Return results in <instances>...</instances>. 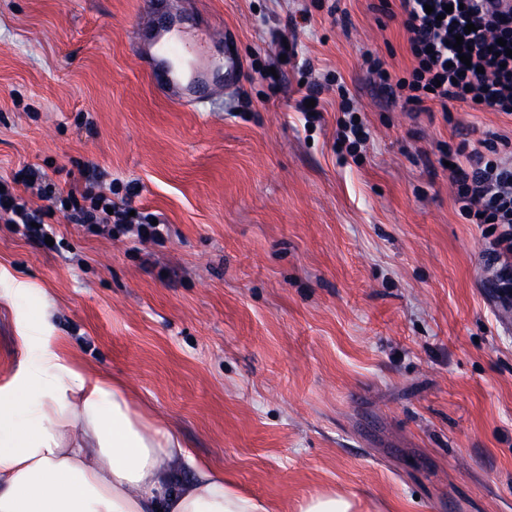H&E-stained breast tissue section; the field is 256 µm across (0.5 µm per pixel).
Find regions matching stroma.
<instances>
[{
	"label": "stroma",
	"mask_w": 512,
	"mask_h": 512,
	"mask_svg": "<svg viewBox=\"0 0 512 512\" xmlns=\"http://www.w3.org/2000/svg\"><path fill=\"white\" fill-rule=\"evenodd\" d=\"M156 2L0 0V177L135 182L170 227L142 245L63 220L46 247L0 223V387L48 337L276 512L329 492L358 512H512V308L439 150L474 126L512 138V120L389 106L365 57L412 58L378 0H166L244 63L209 111L181 108L136 48ZM308 73L359 103L360 159L336 150L335 93L305 130Z\"/></svg>",
	"instance_id": "stroma-1"
}]
</instances>
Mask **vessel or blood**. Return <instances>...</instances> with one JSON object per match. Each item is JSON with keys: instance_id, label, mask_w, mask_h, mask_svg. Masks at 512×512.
Returning a JSON list of instances; mask_svg holds the SVG:
<instances>
[{"instance_id": "b4317fda", "label": "vessel or blood", "mask_w": 512, "mask_h": 512, "mask_svg": "<svg viewBox=\"0 0 512 512\" xmlns=\"http://www.w3.org/2000/svg\"><path fill=\"white\" fill-rule=\"evenodd\" d=\"M142 28L150 36V78L171 103L199 112L222 87L233 84L239 59L229 51L216 59L201 53L164 8L149 13Z\"/></svg>"}]
</instances>
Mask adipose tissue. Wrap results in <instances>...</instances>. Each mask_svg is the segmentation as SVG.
<instances>
[{"instance_id": "1", "label": "adipose tissue", "mask_w": 512, "mask_h": 512, "mask_svg": "<svg viewBox=\"0 0 512 512\" xmlns=\"http://www.w3.org/2000/svg\"><path fill=\"white\" fill-rule=\"evenodd\" d=\"M184 463L178 435L134 410L120 380L52 341L0 388V512H274L208 465L173 481Z\"/></svg>"}]
</instances>
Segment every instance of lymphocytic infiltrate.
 Returning a JSON list of instances; mask_svg holds the SVG:
<instances>
[{"label":"lymphocytic infiltrate","instance_id":"obj_1","mask_svg":"<svg viewBox=\"0 0 512 512\" xmlns=\"http://www.w3.org/2000/svg\"><path fill=\"white\" fill-rule=\"evenodd\" d=\"M502 0H379L380 11L398 8L407 36L412 65L394 74L375 57H366L373 80L390 92L392 104L410 112L425 111L433 103L440 109L462 103L474 112H499L512 117V8ZM473 32H466L467 24ZM467 46L468 62H461L455 38ZM507 54L495 55L498 41ZM336 147L361 155L371 134L356 117L357 106L341 95L337 107ZM454 166L448 182L461 215L472 224L496 228L484 261L506 305L512 306V140L486 130L475 140H461L453 150ZM36 185L42 206H30L21 186ZM87 226L119 228L135 225L140 243H155L169 229L153 214L136 213L130 200L114 201L99 184L60 191L38 169L28 166L17 178H0V222L14 225L29 240H44L56 217Z\"/></svg>","mask_w":512,"mask_h":512}]
</instances>
